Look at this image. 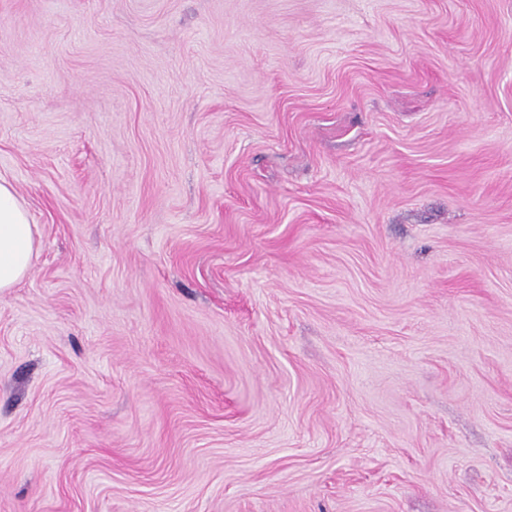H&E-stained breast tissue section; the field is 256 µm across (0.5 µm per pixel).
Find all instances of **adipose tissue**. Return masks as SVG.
<instances>
[{"label":"adipose tissue","instance_id":"obj_1","mask_svg":"<svg viewBox=\"0 0 512 512\" xmlns=\"http://www.w3.org/2000/svg\"><path fill=\"white\" fill-rule=\"evenodd\" d=\"M37 229L13 186L0 181V293L30 273L37 251Z\"/></svg>","mask_w":512,"mask_h":512}]
</instances>
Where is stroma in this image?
Listing matches in <instances>:
<instances>
[{"label": "stroma", "instance_id": "1", "mask_svg": "<svg viewBox=\"0 0 512 512\" xmlns=\"http://www.w3.org/2000/svg\"><path fill=\"white\" fill-rule=\"evenodd\" d=\"M0 512H512V0H0ZM36 234V224H31L13 186L0 181V293L29 275L37 251Z\"/></svg>", "mask_w": 512, "mask_h": 512}]
</instances>
